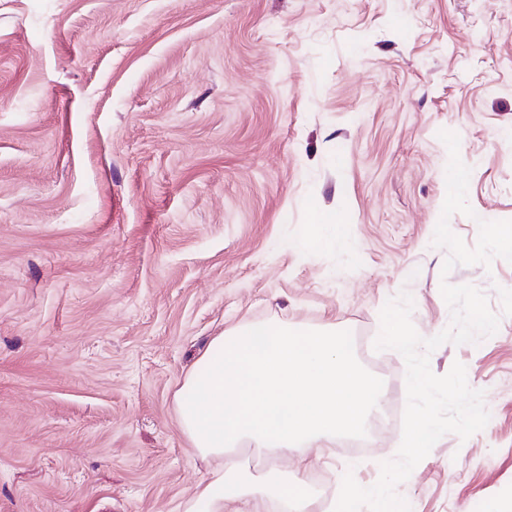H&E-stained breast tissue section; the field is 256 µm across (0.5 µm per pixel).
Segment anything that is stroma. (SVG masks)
Instances as JSON below:
<instances>
[{"label":"stroma","mask_w":512,"mask_h":512,"mask_svg":"<svg viewBox=\"0 0 512 512\" xmlns=\"http://www.w3.org/2000/svg\"><path fill=\"white\" fill-rule=\"evenodd\" d=\"M443 129L474 211L449 227L472 247L479 221L512 220V0H0V512H180L223 462L174 394L253 324L336 332L404 413L380 312L408 292L433 337L445 282L500 317L430 355L465 366L490 419L397 492L411 512L512 510V263L443 273ZM317 220L333 237L311 246ZM376 421L304 476L374 485L402 433Z\"/></svg>","instance_id":"stroma-1"}]
</instances>
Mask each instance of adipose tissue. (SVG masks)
I'll return each instance as SVG.
<instances>
[{
	"instance_id": "adipose-tissue-1",
	"label": "adipose tissue",
	"mask_w": 512,
	"mask_h": 512,
	"mask_svg": "<svg viewBox=\"0 0 512 512\" xmlns=\"http://www.w3.org/2000/svg\"><path fill=\"white\" fill-rule=\"evenodd\" d=\"M383 404L382 387L333 335L267 324L212 338L175 406L192 448L224 465L183 512H247L255 497L292 504L295 512H329L302 478L253 474L240 454L304 461Z\"/></svg>"
}]
</instances>
